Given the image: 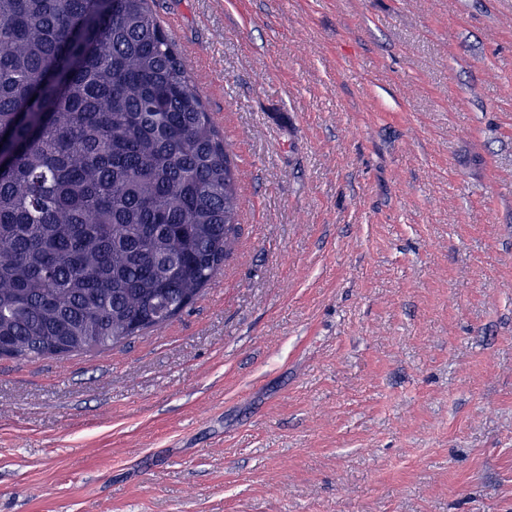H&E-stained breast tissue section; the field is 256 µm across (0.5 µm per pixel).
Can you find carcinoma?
I'll return each mask as SVG.
<instances>
[{"mask_svg": "<svg viewBox=\"0 0 512 512\" xmlns=\"http://www.w3.org/2000/svg\"><path fill=\"white\" fill-rule=\"evenodd\" d=\"M0 153L11 359L161 328L236 248L228 143L148 0H0Z\"/></svg>", "mask_w": 512, "mask_h": 512, "instance_id": "carcinoma-1", "label": "carcinoma"}]
</instances>
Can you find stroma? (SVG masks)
Wrapping results in <instances>:
<instances>
[{"label": "stroma", "mask_w": 512, "mask_h": 512, "mask_svg": "<svg viewBox=\"0 0 512 512\" xmlns=\"http://www.w3.org/2000/svg\"><path fill=\"white\" fill-rule=\"evenodd\" d=\"M239 239L129 344L0 359V512H512V0H150Z\"/></svg>", "instance_id": "1"}]
</instances>
